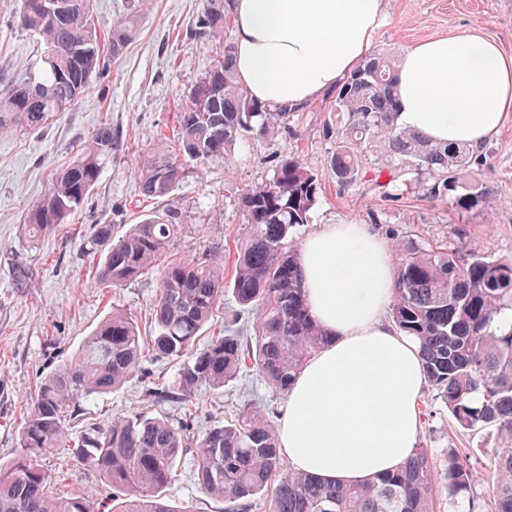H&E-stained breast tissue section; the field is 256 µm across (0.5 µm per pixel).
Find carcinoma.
Segmentation results:
<instances>
[{"label":"carcinoma","mask_w":512,"mask_h":512,"mask_svg":"<svg viewBox=\"0 0 512 512\" xmlns=\"http://www.w3.org/2000/svg\"><path fill=\"white\" fill-rule=\"evenodd\" d=\"M71 4V16L62 19L53 17L44 0H20L17 24L44 43V70L33 79L0 75L1 132L42 129L70 111L131 38L130 22H116L103 37L91 21V0ZM232 8L233 0H208L196 33L224 30ZM397 101L395 65L384 53L370 55L336 89V124L323 130V137L336 139L330 167L337 182L364 181L387 199L414 185L461 216L489 212L492 190L465 176L483 157L465 144L430 142L400 127ZM297 112L252 100L236 79L233 46L224 44L185 96L175 146L158 142L152 160L138 168L141 194L169 195L186 178L181 158L197 165L228 163L236 145L288 131ZM123 146L111 124L96 127L81 142L79 158L56 170L42 198L28 209L30 237L38 240L69 223L97 185L103 164ZM380 146L385 154L365 170L361 157ZM320 194L318 178L295 156L281 159L272 177L246 189L239 201L242 237L228 280L215 246H201L191 259L174 250L185 229L175 207L120 237L114 236V225H97L86 245L96 258L97 285L121 288L157 275L152 335L141 336L132 317L114 307L74 356L41 379L21 424L20 452L10 464H0V512H100L75 492L53 493L54 479L41 460L59 448L116 492L112 512H175L163 492L186 464L201 490L223 500L227 512H250L261 502L267 512H433L439 491L450 499L474 500L480 462L492 474V512H512V258L469 249L462 226L455 228L452 248L397 237L392 243L391 321L420 342L432 400L463 431L481 438L479 448L469 452L448 449L444 473L435 470L423 447L397 472L361 484H329L294 472L271 421L255 404L243 405L200 438L188 434L182 422L149 415L95 422L76 436L70 432L76 403L121 387L154 359L176 366L165 397L188 413L198 390L227 386L246 369L273 394L287 395L308 357L327 340L307 309L294 236L308 223ZM226 294L240 312L224 318L219 334L207 338ZM245 312L253 317L249 326Z\"/></svg>","instance_id":"1"}]
</instances>
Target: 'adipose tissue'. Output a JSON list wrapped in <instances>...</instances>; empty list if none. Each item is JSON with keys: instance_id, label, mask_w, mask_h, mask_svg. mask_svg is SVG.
I'll return each instance as SVG.
<instances>
[{"instance_id": "adipose-tissue-1", "label": "adipose tissue", "mask_w": 512, "mask_h": 512, "mask_svg": "<svg viewBox=\"0 0 512 512\" xmlns=\"http://www.w3.org/2000/svg\"><path fill=\"white\" fill-rule=\"evenodd\" d=\"M388 0H236L234 68L264 105L303 107L372 52ZM398 123L477 147L512 118V55L463 31L410 47L397 66ZM313 319L328 343L288 390L277 435L292 470L351 484L400 469L417 446L426 375L417 342L386 318L395 267L364 224H330L300 247Z\"/></svg>"}]
</instances>
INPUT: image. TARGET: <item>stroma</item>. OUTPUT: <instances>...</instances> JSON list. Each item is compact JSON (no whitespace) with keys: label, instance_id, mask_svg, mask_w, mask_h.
I'll list each match as a JSON object with an SVG mask.
<instances>
[{"label":"stroma","instance_id":"stroma-1","mask_svg":"<svg viewBox=\"0 0 512 512\" xmlns=\"http://www.w3.org/2000/svg\"><path fill=\"white\" fill-rule=\"evenodd\" d=\"M18 0H0V73L18 71L39 75L44 45L16 22ZM206 0H94L93 17L100 31L115 21L132 18L136 33L109 73L94 79L93 88L72 110L39 130L17 128L0 132V463L19 452V426L37 382L66 362L109 315L120 307L141 332L150 328V308L158 294V279L140 278L121 288L103 290L92 280L85 247L96 225H113L124 234L147 218L158 201L141 196L137 169L151 158L159 138L173 135L181 99L210 68L232 30L215 36L194 33V20ZM389 16L374 36V52L400 59L414 44L453 32L473 30L497 41L512 54V0H389ZM331 97L296 113L290 133L273 141L241 146L232 164L190 165L189 175L169 196L182 213L185 230L176 243L181 255L191 256L206 239L227 254L240 238L242 215L238 199L252 185L271 177L277 160L291 154L304 158L322 185L321 198L308 224L296 231L305 239L327 224H362L372 211L384 223L372 230L383 240L398 234L428 245H444L454 225L468 230L473 248L495 256H512V120L482 148L486 160L474 177L492 188L489 215H458L449 205L425 197L421 190L387 200L366 184L344 187L329 166L335 149L323 130L334 118ZM117 128L126 153L105 164L94 190L55 234L32 241L23 223L37 202L53 169L76 156V145L100 123ZM218 230H211L213 218ZM27 265L30 278L17 284L12 268ZM173 363L148 362L144 376L86 405L74 428L88 423L137 414L187 421L194 435L233 416L244 402L257 403L270 420H277L285 399L272 395L255 372L243 371L220 390L201 389L197 411L184 418L177 405L160 401L158 391L171 383ZM420 445L429 448L435 466H443L451 448H473L478 441L460 431L446 410L430 397L421 405ZM52 475H65L70 489L111 508V491L98 477L74 467L66 451L43 459ZM165 499L175 512H225L223 501L203 493L190 466H183L167 487Z\"/></svg>","mask_w":512,"mask_h":512}]
</instances>
